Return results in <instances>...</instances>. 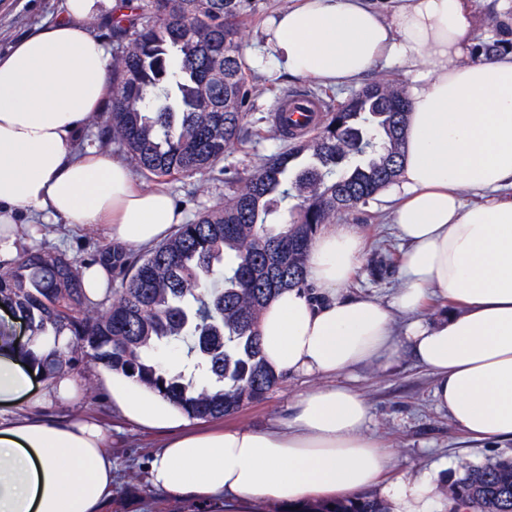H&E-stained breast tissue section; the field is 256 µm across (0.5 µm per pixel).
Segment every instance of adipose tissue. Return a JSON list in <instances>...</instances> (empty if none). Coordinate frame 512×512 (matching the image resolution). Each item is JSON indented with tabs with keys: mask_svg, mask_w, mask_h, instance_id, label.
<instances>
[{
	"mask_svg": "<svg viewBox=\"0 0 512 512\" xmlns=\"http://www.w3.org/2000/svg\"><path fill=\"white\" fill-rule=\"evenodd\" d=\"M118 6L65 0L56 21L0 55V257L16 250L20 211L34 225H106L126 248L163 242L185 221L166 189L80 145L112 98L111 54L89 20ZM474 30L470 0H399L383 11L373 0H291L247 49L270 73L324 86L357 84L379 65L409 76L392 213L401 284L388 304L348 293L362 238L347 227L316 235L310 290L279 291L258 323L276 372L324 380L282 425L204 428L136 379L100 372L125 421L165 436L150 464L155 488L244 512L379 485L395 512H436L431 475L388 479L367 404L338 381L361 365L388 368L404 347L433 375L435 405L458 431L512 440V53L469 62ZM434 298L451 309L429 324L419 313ZM75 394L65 372L36 383L13 339H0V512H101L113 468L100 426L6 414L20 401L41 407Z\"/></svg>",
	"mask_w": 512,
	"mask_h": 512,
	"instance_id": "adipose-tissue-1",
	"label": "adipose tissue"
}]
</instances>
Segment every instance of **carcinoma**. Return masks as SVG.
I'll return each mask as SVG.
<instances>
[{"mask_svg": "<svg viewBox=\"0 0 512 512\" xmlns=\"http://www.w3.org/2000/svg\"><path fill=\"white\" fill-rule=\"evenodd\" d=\"M252 0H139L112 30V104L98 116L99 138L155 178L212 172L244 138L249 102L237 46ZM494 35L472 56L512 52V18L493 19ZM303 140L280 113L273 133L293 141L260 170L225 179L227 200L179 225L144 254L103 248L121 280L93 302L81 262L56 250L25 249L0 265V302L27 322L21 356L46 376L90 352L109 370L129 373L192 418H223L262 400L282 375L266 363L258 320L279 291L309 289L305 258L321 228L365 205L400 176L409 101L397 86L374 82L333 105ZM299 200L293 220L267 223L281 203ZM69 334L65 344L59 343ZM187 343L198 377L163 369L151 357L163 341ZM452 512H512V455L464 466L449 489ZM273 512H391L385 499L356 495L311 500Z\"/></svg>", "mask_w": 512, "mask_h": 512, "instance_id": "carcinoma-1", "label": "carcinoma"}]
</instances>
